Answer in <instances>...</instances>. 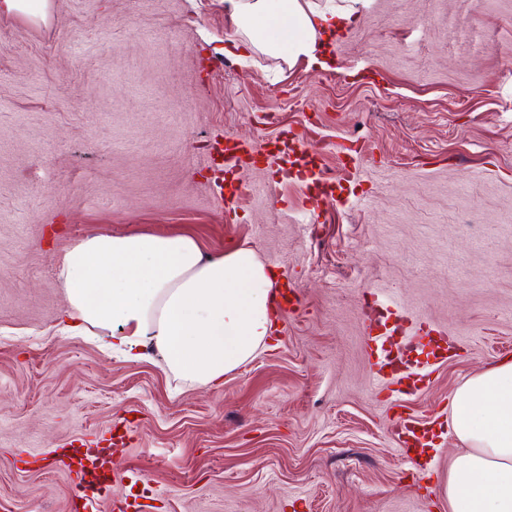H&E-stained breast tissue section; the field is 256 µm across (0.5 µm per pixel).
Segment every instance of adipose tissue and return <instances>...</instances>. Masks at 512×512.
<instances>
[{
  "label": "adipose tissue",
  "instance_id": "adipose-tissue-1",
  "mask_svg": "<svg viewBox=\"0 0 512 512\" xmlns=\"http://www.w3.org/2000/svg\"><path fill=\"white\" fill-rule=\"evenodd\" d=\"M364 0H224L243 44L318 61L317 35L342 29ZM275 274L253 249L204 253L186 235L105 234L75 241L58 268L67 330L130 359L153 352L175 381L220 385L276 326ZM465 450L448 469L450 512H512V361L469 378L450 423Z\"/></svg>",
  "mask_w": 512,
  "mask_h": 512
}]
</instances>
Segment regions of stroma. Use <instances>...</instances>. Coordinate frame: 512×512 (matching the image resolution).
Here are the masks:
<instances>
[{
	"mask_svg": "<svg viewBox=\"0 0 512 512\" xmlns=\"http://www.w3.org/2000/svg\"><path fill=\"white\" fill-rule=\"evenodd\" d=\"M224 0H46L0 14V512H69L53 449L132 425L112 493L139 512H449L443 434L416 478L402 416L448 424L512 343V0H369L329 64L227 49ZM303 136L324 202L282 160L226 212L210 146ZM94 230L252 248L302 304L216 388L65 336L57 269ZM455 342L426 391L379 390L367 303ZM143 483L130 485V472Z\"/></svg>",
	"mask_w": 512,
	"mask_h": 512,
	"instance_id": "stroma-1",
	"label": "stroma"
}]
</instances>
